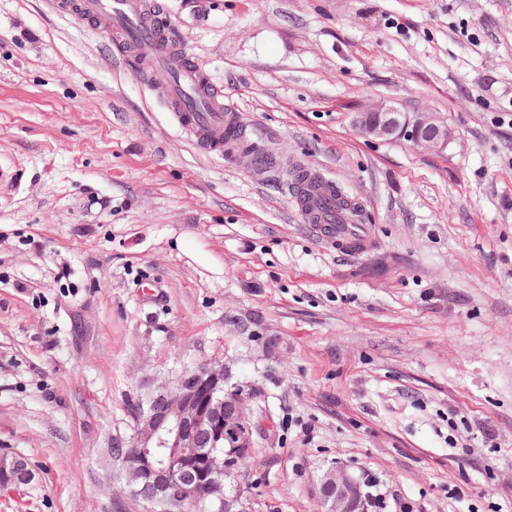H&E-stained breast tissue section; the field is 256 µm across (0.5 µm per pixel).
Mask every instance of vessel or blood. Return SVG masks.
I'll use <instances>...</instances> for the list:
<instances>
[{
	"label": "vessel or blood",
	"instance_id": "obj_1",
	"mask_svg": "<svg viewBox=\"0 0 512 512\" xmlns=\"http://www.w3.org/2000/svg\"><path fill=\"white\" fill-rule=\"evenodd\" d=\"M79 13L88 20L104 21L125 49L171 71L168 94L178 127L205 151L223 155L225 135L241 124L236 104L225 99L200 66L177 56L172 36L155 23L141 0H80ZM314 230L340 249L370 241L368 230L358 231L350 224H318Z\"/></svg>",
	"mask_w": 512,
	"mask_h": 512
}]
</instances>
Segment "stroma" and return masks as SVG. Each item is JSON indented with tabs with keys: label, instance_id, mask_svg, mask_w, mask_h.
<instances>
[{
	"label": "stroma",
	"instance_id": "35a3bbf8",
	"mask_svg": "<svg viewBox=\"0 0 512 512\" xmlns=\"http://www.w3.org/2000/svg\"><path fill=\"white\" fill-rule=\"evenodd\" d=\"M259 149L358 199L322 241L282 173L204 153L165 82L53 0H0V512H141L111 439L127 401L230 363L272 428L253 512H512V0H154ZM382 104L455 132L362 135ZM316 179H318L317 175L305 169L298 168L291 172L290 184L292 191L299 195L307 208H313L317 205L315 199L307 192L309 191L308 188L305 187L308 186L307 182L312 183ZM324 194H329L336 202V209L331 217L333 220L331 224H314L295 195V203L307 224H310L312 229L321 237L336 243V248L338 249H352L354 248L352 247L354 242H359L360 245L365 247L371 241L368 228L366 226H359L361 232H358L353 226V224L364 223L365 214L361 205L345 195L335 185L327 186ZM354 233L360 237L354 236ZM10 474V486L15 489L29 486L35 480V474L27 460L20 455H0V472ZM326 512H364V498L359 479L342 466L329 469L320 487Z\"/></svg>",
	"mask_w": 512,
	"mask_h": 512
}]
</instances>
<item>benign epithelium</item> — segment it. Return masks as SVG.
Segmentation results:
<instances>
[{
	"instance_id": "1",
	"label": "benign epithelium",
	"mask_w": 512,
	"mask_h": 512,
	"mask_svg": "<svg viewBox=\"0 0 512 512\" xmlns=\"http://www.w3.org/2000/svg\"><path fill=\"white\" fill-rule=\"evenodd\" d=\"M356 124L368 136L406 137L437 151L452 138L440 120L426 113L410 116L391 106L362 113ZM243 389L228 363L205 359L138 392L141 410L132 419V435L127 441L114 440L113 446L132 447L120 459V471L124 488L135 495L142 512L160 507L180 512L186 502L207 512H251L242 494L226 491L261 434L246 412ZM190 457L204 463L205 483L186 468ZM0 472L11 476L16 489L35 480L27 460L17 454L0 455ZM320 495L326 512H365L361 483L342 466L329 469Z\"/></svg>"
}]
</instances>
